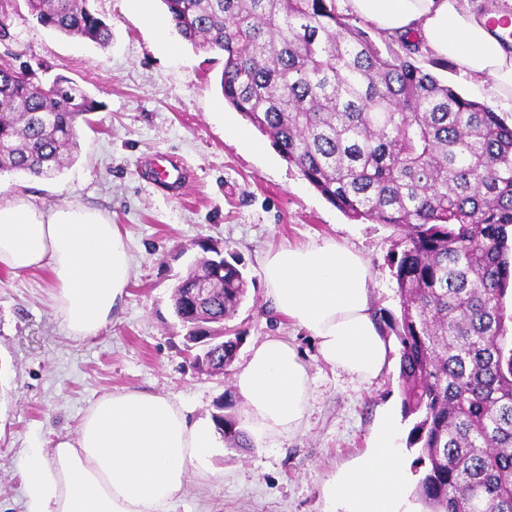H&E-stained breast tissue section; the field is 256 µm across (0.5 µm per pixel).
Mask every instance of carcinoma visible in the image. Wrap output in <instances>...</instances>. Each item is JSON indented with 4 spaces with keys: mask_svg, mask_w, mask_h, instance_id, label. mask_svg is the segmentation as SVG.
I'll return each instance as SVG.
<instances>
[{
    "mask_svg": "<svg viewBox=\"0 0 512 512\" xmlns=\"http://www.w3.org/2000/svg\"><path fill=\"white\" fill-rule=\"evenodd\" d=\"M36 21L100 47L112 26L90 0H24ZM194 47L224 54L226 103L330 204L400 233L392 259L400 316L407 447L420 448L415 489L430 512H512V125L419 66L405 41L381 51L336 0H161ZM101 102L64 77L43 82L0 63V172L61 170L77 120ZM201 262L175 286L172 309L193 329L224 327L246 293L224 261L211 295ZM224 440L236 422L216 405Z\"/></svg>",
    "mask_w": 512,
    "mask_h": 512,
    "instance_id": "obj_1",
    "label": "carcinoma"
}]
</instances>
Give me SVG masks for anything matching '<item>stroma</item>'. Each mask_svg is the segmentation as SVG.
Wrapping results in <instances>:
<instances>
[{
	"mask_svg": "<svg viewBox=\"0 0 512 512\" xmlns=\"http://www.w3.org/2000/svg\"><path fill=\"white\" fill-rule=\"evenodd\" d=\"M112 27L100 48L48 30L25 5L7 8L0 59L64 76L102 107L78 127V151L50 177L0 174V198L22 192L51 208L77 202L128 232L134 266L127 296L98 336L75 341L50 306L47 271L0 269V512H27L21 472L31 454L49 455L101 396L130 388L171 398L191 419L211 420L217 401L243 423L234 378L253 346L282 338L312 378L301 429L263 446L225 444L212 474L191 480L174 512H325L330 486L371 451L391 410L402 408L398 364L361 382L321 359L307 332L276 312L260 268L268 249L331 239L362 253L372 275L377 321L400 313L390 256L399 233L353 221L309 185L221 94L222 53L185 41L161 0H93ZM167 40L170 51L159 42ZM168 153L189 172L180 190L146 177ZM235 255L246 297L224 326L243 343L224 371L198 369L183 352L172 310L178 278L202 258L201 242Z\"/></svg>",
	"mask_w": 512,
	"mask_h": 512,
	"instance_id": "1",
	"label": "stroma"
}]
</instances>
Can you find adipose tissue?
<instances>
[{
  "label": "adipose tissue",
  "instance_id": "1",
  "mask_svg": "<svg viewBox=\"0 0 512 512\" xmlns=\"http://www.w3.org/2000/svg\"><path fill=\"white\" fill-rule=\"evenodd\" d=\"M378 34L419 45L459 72L487 83L512 109V39L490 28L483 0H346ZM0 267L51 274V307L68 336L84 340L112 321L125 295L132 257L127 235L101 211L73 204L44 208L29 196L0 200ZM266 293L305 330L322 360L370 381L391 364V343L371 311V272L336 241L284 245L261 259ZM312 379L297 348L270 338L235 377L245 427L257 444L299 430ZM220 445L213 423L189 421L169 397L123 389L98 399L75 435L58 437L50 459L23 473L28 512H171L191 476L210 471ZM407 481L382 426L372 451L330 490L340 512H411Z\"/></svg>",
  "mask_w": 512,
  "mask_h": 512
}]
</instances>
